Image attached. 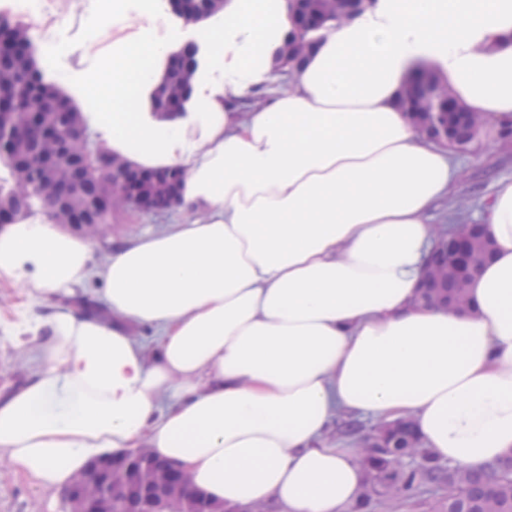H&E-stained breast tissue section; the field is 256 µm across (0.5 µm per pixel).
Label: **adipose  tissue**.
Segmentation results:
<instances>
[{"instance_id":"1","label":"adipose tissue","mask_w":512,"mask_h":512,"mask_svg":"<svg viewBox=\"0 0 512 512\" xmlns=\"http://www.w3.org/2000/svg\"><path fill=\"white\" fill-rule=\"evenodd\" d=\"M70 2L107 44L45 65L113 156L182 168L179 217L103 255L46 219L0 230V278L27 287L17 342L38 366L0 396L6 464L63 493L90 461L145 446L226 512H356L359 444L326 438L339 413L410 418L469 470L512 454V179L481 213L494 254L468 309L418 307L459 148L398 105L430 67L486 121L475 160L512 149L497 136L512 123V0H376L250 107L293 0H226L199 30L226 47L217 80L168 115L150 103L169 43L149 0ZM92 281L111 322L65 302Z\"/></svg>"}]
</instances>
